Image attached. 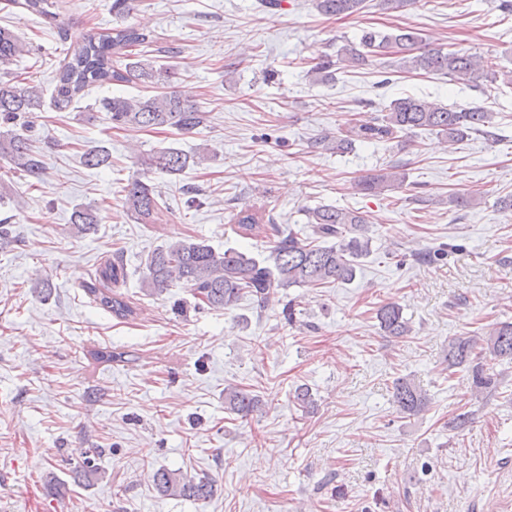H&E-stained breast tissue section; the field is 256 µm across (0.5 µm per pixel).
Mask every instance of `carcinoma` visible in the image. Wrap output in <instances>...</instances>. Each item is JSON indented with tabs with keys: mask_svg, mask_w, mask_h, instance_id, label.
Wrapping results in <instances>:
<instances>
[{
	"mask_svg": "<svg viewBox=\"0 0 512 512\" xmlns=\"http://www.w3.org/2000/svg\"><path fill=\"white\" fill-rule=\"evenodd\" d=\"M364 0H315L319 13L327 17L347 18L359 12ZM25 8L43 17L55 15V0H25ZM147 42V35L132 25L112 29L105 37L88 35L85 43L76 48L70 60L59 70L52 93L54 107L66 110L85 90L103 84L140 82L146 85H168L175 72L153 59L129 52ZM26 52V44L13 31L0 28V65L13 62ZM391 53L400 56V69L407 72H426L447 75L470 86L494 83L499 76L511 82L508 72L480 56L463 50L443 51L426 46L422 37L401 28L392 33L365 31L357 45L346 44L336 54L316 63L312 68L315 81L328 82L336 70L359 67L369 58ZM43 107V90L25 79L0 82V156L31 180L39 181L46 173L44 156L33 151L26 138L16 133L17 124H27L28 117ZM101 108L115 127L172 128L190 134L205 124L207 115L191 100L175 91L127 98L112 96L102 100ZM492 114L471 105L442 106L415 97L395 99L383 109V114L370 122L355 124L345 135H328L320 143L329 149L343 152L356 141L384 142L408 135L417 129L434 131L451 144L463 141L470 133H487ZM207 156L188 155L173 147L159 148L148 157L149 171L177 175L189 165H199ZM89 168L112 166V155L104 147H94L84 154ZM404 177L396 174H377L358 182L364 193H376ZM124 202L141 224L160 221L159 205L153 185L147 176L132 180L125 189ZM308 223L314 225L316 240L332 239L330 245L304 239L293 230L285 232L273 218L263 219L255 213H239L236 224L246 236L273 238L269 259H258L235 248L215 249L203 239H179L153 250L145 262L146 273L142 288L149 293H162L175 285H184L194 297L211 309L230 310L243 295L248 294L260 305L270 301L278 288L293 286L323 287L336 282H351L356 278L358 259L370 252L368 220L358 211L323 206L306 212ZM100 222L97 211L88 207L75 209L69 231L81 237L96 229ZM125 277L120 257L107 258L94 276L82 283L85 295L103 310L118 319L130 320L136 309L118 293ZM376 318L385 335L404 338L412 333L402 307L388 302L377 309ZM512 360V322L495 324L484 336H457L448 341L446 369L468 366L474 386L482 391L495 385L493 362ZM393 399L400 411L414 416L424 411L430 400L410 379L400 377L393 382ZM224 405L232 413L248 418L258 412L262 402L249 389L238 385L224 388ZM156 490L166 496L193 500L210 498L215 480L186 478L166 468L153 474Z\"/></svg>",
	"mask_w": 512,
	"mask_h": 512,
	"instance_id": "cac0c4a2",
	"label": "carcinoma"
}]
</instances>
